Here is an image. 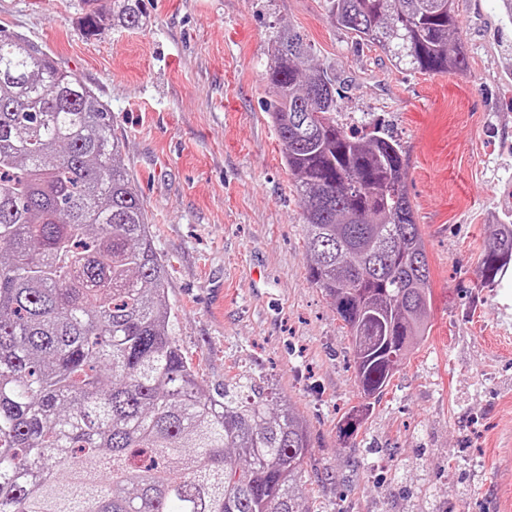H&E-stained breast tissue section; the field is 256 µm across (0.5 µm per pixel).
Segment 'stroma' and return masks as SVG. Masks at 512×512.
<instances>
[{
    "label": "stroma",
    "instance_id": "1",
    "mask_svg": "<svg viewBox=\"0 0 512 512\" xmlns=\"http://www.w3.org/2000/svg\"><path fill=\"white\" fill-rule=\"evenodd\" d=\"M456 0L469 64L396 68L329 22L325 0H0V28L52 53L107 107L168 264L173 334L208 386L261 383L303 419L312 512H512V269L481 285L512 222V20ZM105 21L86 35L82 19ZM293 27L336 79V122L382 127L430 265V332L349 440L362 398L347 329L308 279L302 205L263 108L275 32ZM117 10L112 8V21L125 27L137 26L143 16L144 0H114ZM498 246L504 259L498 258L488 252L489 247ZM484 269L483 287H493L505 275L512 263V224H499L484 249L481 261Z\"/></svg>",
    "mask_w": 512,
    "mask_h": 512
}]
</instances>
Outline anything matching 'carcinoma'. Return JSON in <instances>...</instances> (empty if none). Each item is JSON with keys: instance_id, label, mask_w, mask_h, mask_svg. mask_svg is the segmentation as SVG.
<instances>
[{"instance_id": "cac0c4a2", "label": "carcinoma", "mask_w": 512, "mask_h": 512, "mask_svg": "<svg viewBox=\"0 0 512 512\" xmlns=\"http://www.w3.org/2000/svg\"><path fill=\"white\" fill-rule=\"evenodd\" d=\"M137 26L144 0H113ZM448 0H327L330 21L429 75L468 57ZM267 112L303 209L308 277L349 329L361 410L424 337L425 242L405 154L337 124L311 43L271 44ZM111 114L25 38L0 30V512H310L291 408L234 382L210 391L171 333L166 262L121 162ZM483 286L512 265V224Z\"/></svg>"}]
</instances>
